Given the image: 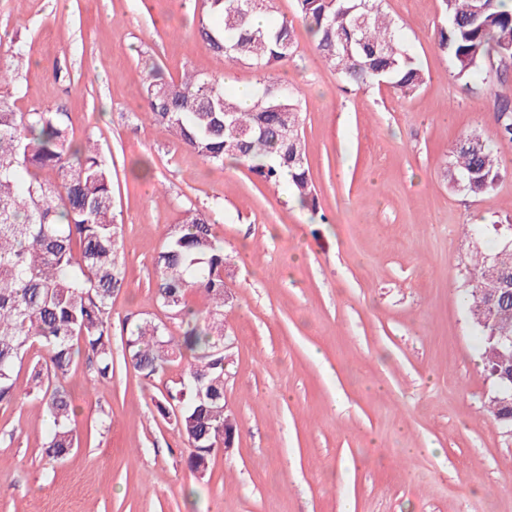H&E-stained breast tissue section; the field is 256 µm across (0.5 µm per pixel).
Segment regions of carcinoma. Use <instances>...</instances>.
Segmentation results:
<instances>
[{
	"instance_id": "carcinoma-1",
	"label": "carcinoma",
	"mask_w": 512,
	"mask_h": 512,
	"mask_svg": "<svg viewBox=\"0 0 512 512\" xmlns=\"http://www.w3.org/2000/svg\"><path fill=\"white\" fill-rule=\"evenodd\" d=\"M297 15H278L275 0H199L197 40L230 61L258 73L252 105L244 109L224 90V77L198 73L167 78L151 70L144 84L143 111L164 125L177 143L203 162L229 160L247 166L260 182H284L303 208L316 210L317 193L306 162L298 87L275 76L297 49L295 21L312 36L324 64L357 87L385 83L399 97L425 83L423 67L399 28L381 12V0H296ZM446 24L439 46L462 81L487 83L493 54L512 50V11L500 0H442ZM266 16L256 26L252 18ZM16 80L14 56H0V86ZM499 141L512 144V101L496 110ZM294 125L292 137H284ZM448 184L485 195L502 178L496 148L476 134L451 149ZM25 171L28 180L20 181ZM112 162L89 138L75 145L68 113L34 107L18 112L0 95V404L16 395V369L29 351L41 355L31 369L37 398L52 432L44 448L49 464L62 462L77 444L75 411L64 386L74 356L87 355L94 381H112V295L123 281L121 229L115 220ZM495 254L475 246L462 273L460 300L487 347L490 333L512 336V298L497 303L492 323L478 322L484 290L501 286ZM224 247L202 211L188 207L167 233L155 258L158 280L152 301L181 333L148 316L127 322L125 365L151 379L186 361L185 376L155 401L183 437L190 471L203 477L224 442L239 434L224 408ZM191 292L207 305H189Z\"/></svg>"
}]
</instances>
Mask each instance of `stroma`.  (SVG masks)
Returning a JSON list of instances; mask_svg holds the SVG:
<instances>
[{"label": "stroma", "instance_id": "1", "mask_svg": "<svg viewBox=\"0 0 512 512\" xmlns=\"http://www.w3.org/2000/svg\"><path fill=\"white\" fill-rule=\"evenodd\" d=\"M194 3L0 0V42L22 53L5 90L17 111L67 112L75 139L112 158L126 253L112 381H92L79 354L66 382L78 449L54 466L43 454L50 421L28 384L38 350L16 400L0 406V512H512V441L486 413L491 382L458 298L471 226L512 223V146L499 145L503 177L490 193L448 185L460 136L496 142L512 66L463 84L435 38L441 0H383L426 82L409 98L350 91L296 24V55L277 75L301 92L314 213L246 167L203 163L141 111L155 64L171 77H223L232 92L256 81L252 67L196 44ZM137 161L150 171L140 181ZM190 206L224 242L234 295L224 392L240 425L202 478L154 404L184 363L143 379L121 339L129 314L166 320L152 302L154 258Z\"/></svg>", "mask_w": 512, "mask_h": 512}]
</instances>
